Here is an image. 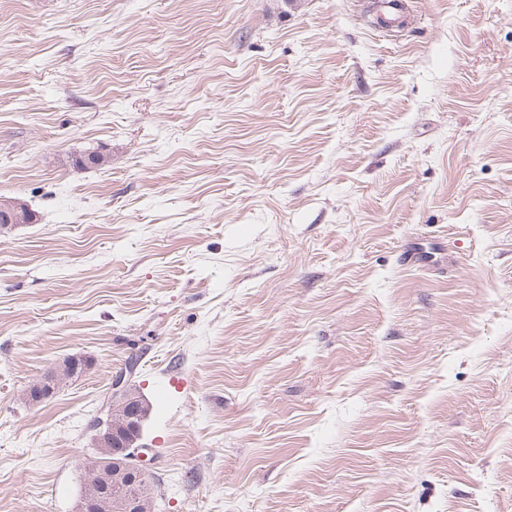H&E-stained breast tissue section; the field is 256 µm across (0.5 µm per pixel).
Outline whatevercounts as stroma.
<instances>
[{
  "instance_id": "obj_1",
  "label": "stroma",
  "mask_w": 512,
  "mask_h": 512,
  "mask_svg": "<svg viewBox=\"0 0 512 512\" xmlns=\"http://www.w3.org/2000/svg\"><path fill=\"white\" fill-rule=\"evenodd\" d=\"M372 3L0 0V512L132 354L154 512H512V0Z\"/></svg>"
}]
</instances>
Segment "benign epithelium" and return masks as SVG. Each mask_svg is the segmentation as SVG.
Segmentation results:
<instances>
[{
    "instance_id": "7a95c632",
    "label": "benign epithelium",
    "mask_w": 512,
    "mask_h": 512,
    "mask_svg": "<svg viewBox=\"0 0 512 512\" xmlns=\"http://www.w3.org/2000/svg\"><path fill=\"white\" fill-rule=\"evenodd\" d=\"M74 375V371L60 368L54 377L42 380L44 392L35 395L38 403L54 394L61 382ZM148 410L145 401L132 387L131 378L122 375L113 379L109 411L102 414L92 436L96 456L85 471L83 490L77 512H147L149 500L146 492L112 496L109 487L119 485L126 474L133 472L146 481L151 475L150 448L143 442L144 422Z\"/></svg>"
}]
</instances>
